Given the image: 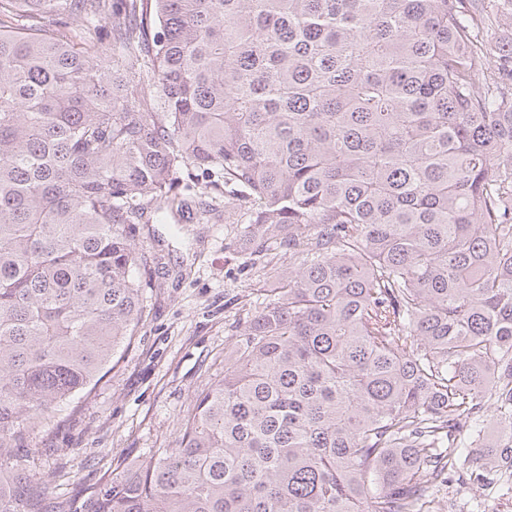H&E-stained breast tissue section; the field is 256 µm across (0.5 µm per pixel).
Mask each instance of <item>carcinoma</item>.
<instances>
[{
	"label": "carcinoma",
	"instance_id": "1",
	"mask_svg": "<svg viewBox=\"0 0 512 512\" xmlns=\"http://www.w3.org/2000/svg\"><path fill=\"white\" fill-rule=\"evenodd\" d=\"M467 2L0 0V512H444L512 469V44ZM188 167L288 263L178 447L50 496L21 449L136 333Z\"/></svg>",
	"mask_w": 512,
	"mask_h": 512
}]
</instances>
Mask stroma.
<instances>
[{
	"instance_id": "35a3bbf8",
	"label": "stroma",
	"mask_w": 512,
	"mask_h": 512,
	"mask_svg": "<svg viewBox=\"0 0 512 512\" xmlns=\"http://www.w3.org/2000/svg\"><path fill=\"white\" fill-rule=\"evenodd\" d=\"M203 203L212 208L209 220L184 224L178 234L166 224L132 225L136 251L147 260L136 269L144 321L78 411L57 408L52 427L31 442L33 479L53 494L95 484L117 460L145 464L177 447L195 393L223 372L266 258L243 240V195L212 182L189 199L194 210ZM452 505L453 512H512V490L474 486Z\"/></svg>"
}]
</instances>
